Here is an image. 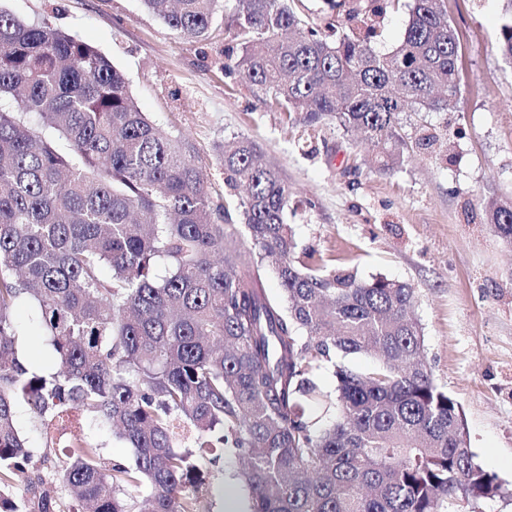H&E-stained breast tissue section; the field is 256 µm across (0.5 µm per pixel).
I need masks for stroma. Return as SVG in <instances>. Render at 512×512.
Returning <instances> with one entry per match:
<instances>
[{
    "label": "stroma",
    "mask_w": 512,
    "mask_h": 512,
    "mask_svg": "<svg viewBox=\"0 0 512 512\" xmlns=\"http://www.w3.org/2000/svg\"><path fill=\"white\" fill-rule=\"evenodd\" d=\"M233 0H224L208 38L188 39L142 0H0L29 23L46 22L95 46L126 77L142 112L193 148L214 202L229 197L221 151L248 138L290 192L300 247L328 267L370 281L408 284L436 383L459 404L477 463L512 489V244L487 224L490 198L512 199V62L496 40L502 0H446L459 44L460 94L448 112H406L402 130L422 125L448 136V150L419 153L380 173L374 151L335 120L293 125L224 54L234 45ZM30 447H51L38 470L52 480L65 438L82 429L106 461L133 451L90 413L68 426L42 425L18 411ZM238 457L225 454L199 489L224 512Z\"/></svg>",
    "instance_id": "1"
}]
</instances>
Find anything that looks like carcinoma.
<instances>
[{"mask_svg": "<svg viewBox=\"0 0 512 512\" xmlns=\"http://www.w3.org/2000/svg\"><path fill=\"white\" fill-rule=\"evenodd\" d=\"M177 33L204 39L221 0H143ZM498 32L512 61V0ZM403 12L397 45L374 49L379 18ZM234 66L270 105L307 125L334 118L378 170L402 169L438 139L402 133L404 112H441L459 94L458 37L445 0H370L332 39L291 0H235ZM0 512H56L55 490L16 499L35 466L16 409L64 421L92 412L134 450L103 462L80 432L57 482L76 509L210 512L201 461L233 448L251 512H450L459 498L508 494L475 460L459 404L434 380L409 285L314 262L286 222L288 187L256 144L224 146V181L246 194L212 203L188 142L142 112L93 45L0 10ZM36 115L38 124L30 117ZM512 243V199L486 205ZM246 230L251 246L241 242ZM163 264L168 275L157 280ZM277 273L281 292L265 287ZM32 304L57 369L21 357L15 307ZM371 353L354 371L340 354ZM335 368L336 396L317 372ZM192 446L175 449L179 424Z\"/></svg>", "mask_w": 512, "mask_h": 512, "instance_id": "cac0c4a2", "label": "carcinoma"}]
</instances>
